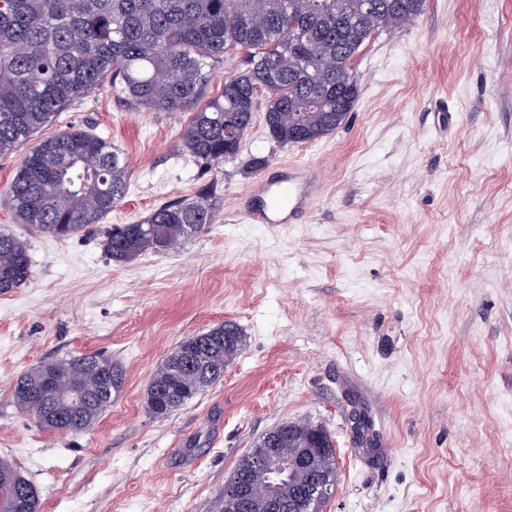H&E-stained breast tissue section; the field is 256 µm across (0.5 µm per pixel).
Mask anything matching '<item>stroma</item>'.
<instances>
[{
	"mask_svg": "<svg viewBox=\"0 0 512 512\" xmlns=\"http://www.w3.org/2000/svg\"><path fill=\"white\" fill-rule=\"evenodd\" d=\"M353 65L359 97L334 132L283 146L260 109L238 153L207 168L178 148L189 113L128 109L104 81L37 134L86 130L128 166L123 201L67 239L17 218L7 189L26 152L0 155V232L33 262L0 293V458L40 512H224L239 457L285 421L334 442L321 512H512V0H426ZM292 162L321 171L307 218L246 221L250 185ZM206 185L214 223L108 258L112 225ZM225 321L243 342L223 377L151 414L172 350ZM96 352L124 382L89 430L49 431L16 407L30 367ZM314 429L317 432H320L324 438V441L321 445L323 448L324 457L321 460V465L329 471L332 482L335 481L336 467H335V451L333 448V443L327 431L323 428L322 425H316L310 422V424H304L303 429L300 433L307 434Z\"/></svg>",
	"mask_w": 512,
	"mask_h": 512,
	"instance_id": "35a3bbf8",
	"label": "stroma"
}]
</instances>
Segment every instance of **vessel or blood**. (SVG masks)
Segmentation results:
<instances>
[{
    "mask_svg": "<svg viewBox=\"0 0 512 512\" xmlns=\"http://www.w3.org/2000/svg\"><path fill=\"white\" fill-rule=\"evenodd\" d=\"M321 189L316 167H289L287 176L258 180L250 191L243 216L254 224H291L307 210Z\"/></svg>",
    "mask_w": 512,
    "mask_h": 512,
    "instance_id": "vessel-or-blood-1",
    "label": "vessel or blood"
}]
</instances>
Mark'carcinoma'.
Returning <instances> with one entry per match:
<instances>
[{"mask_svg": "<svg viewBox=\"0 0 512 512\" xmlns=\"http://www.w3.org/2000/svg\"><path fill=\"white\" fill-rule=\"evenodd\" d=\"M3 0L0 5V154L28 144L71 101L92 93L107 78L119 84L125 105L152 112H190L181 152L205 167L224 160V130L243 138L259 98L267 101L270 137L289 145L288 128L301 124L308 143L336 130L359 96L352 58L377 31H395L424 9L426 0ZM246 51L247 66L208 97L216 65L231 51ZM127 165L112 142L76 129L30 147L9 195L22 223L56 238H69L100 223L124 199ZM218 203L210 187L187 199L161 204L137 224L112 229L109 259L129 263L169 239H184L212 224ZM32 275L27 243L0 233V293ZM232 335L242 339L238 326ZM224 324L182 340L152 377L147 406L174 411L224 376L240 347L224 349ZM219 337L199 354L196 367L177 372L174 357L187 346ZM77 380L85 388L83 411L58 401L46 385ZM122 366L102 353L38 364L19 375L17 407L47 430L82 432L112 405ZM322 434L321 465L336 474L327 431L313 423L301 433ZM0 512H19L20 475L0 459Z\"/></svg>", "mask_w": 512, "mask_h": 512, "instance_id": "obj_1", "label": "carcinoma"}]
</instances>
